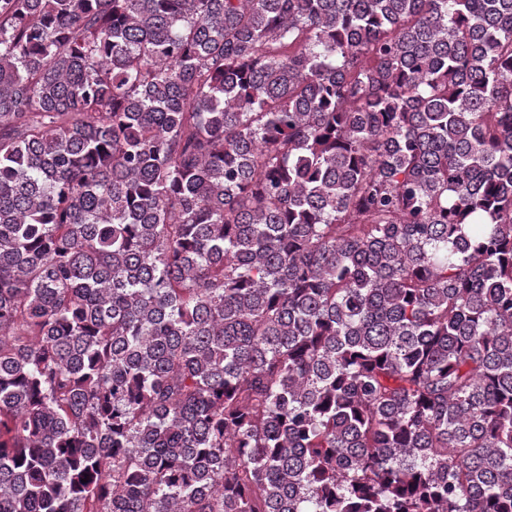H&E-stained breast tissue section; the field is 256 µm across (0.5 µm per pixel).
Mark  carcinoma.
I'll list each match as a JSON object with an SVG mask.
<instances>
[{"mask_svg": "<svg viewBox=\"0 0 512 512\" xmlns=\"http://www.w3.org/2000/svg\"><path fill=\"white\" fill-rule=\"evenodd\" d=\"M0 512H512V0H0Z\"/></svg>", "mask_w": 512, "mask_h": 512, "instance_id": "carcinoma-1", "label": "carcinoma"}]
</instances>
